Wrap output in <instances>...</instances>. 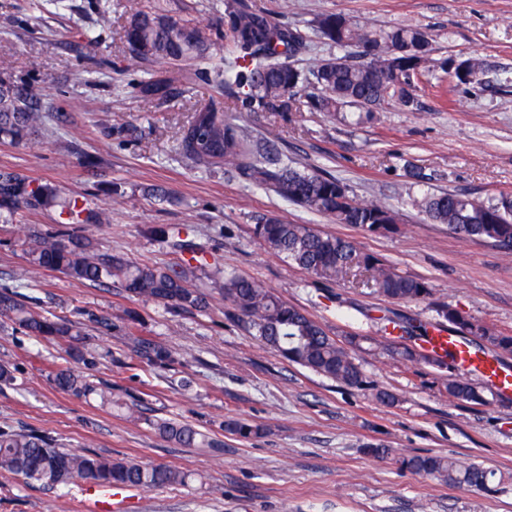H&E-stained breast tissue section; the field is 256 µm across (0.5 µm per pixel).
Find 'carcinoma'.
I'll return each instance as SVG.
<instances>
[{"mask_svg": "<svg viewBox=\"0 0 512 512\" xmlns=\"http://www.w3.org/2000/svg\"><path fill=\"white\" fill-rule=\"evenodd\" d=\"M313 26L326 43L340 49L354 47L356 52L325 59L304 70L295 64L306 49V38L300 31L286 26L251 0H225L224 56L196 77L224 95V102L249 112H290L300 99L310 112L334 115L354 108L369 117L391 100L414 109L416 85L426 72L439 82L450 78L455 88H474L484 83L485 65L476 57L432 62V39L419 28L381 30L339 13L321 14ZM124 41L129 65L161 63L158 68L144 71L134 83L137 97L146 104H155L167 100L174 84L181 81L178 63L205 56L211 29L197 21L174 18L148 0L125 26ZM43 119L38 87L0 78L1 140L21 142L43 124ZM177 153L199 168L234 169L246 181L262 185L308 211L329 216L337 224H349L374 235L398 230V211L357 199L341 180L282 158L270 144L252 139L246 127L226 119L220 101L213 97L195 109L182 128ZM55 197L56 190L49 186L16 173L0 174V222L11 224L21 213L38 210ZM414 203L432 223L448 225L455 235L512 247V198L477 202L462 194L441 192L427 194ZM59 216L57 229L33 231L25 240L34 268L60 271L93 284L116 280L132 298L152 299L175 308L206 307L204 295L186 286L189 266L203 262L192 244H178L190 255L185 268L163 272L88 250L85 237L72 230V225L87 224L93 219V215L84 214L78 198L64 199ZM253 235L261 245L321 279L363 276V284L396 301H423L431 295L425 279L401 274L377 256L362 251L355 242L321 233L307 224H288L266 215L254 225ZM221 295L232 307L233 317L284 358L344 386L375 390L344 344L330 337L318 321L258 282L226 277ZM434 312L436 326L451 325L465 338L512 352L511 333L497 331L447 303L437 305ZM0 313L15 314L19 325L31 336L63 342L76 337L71 323L52 320L33 310L8 288L0 290ZM130 340L148 365L166 368L173 362L165 348L135 336ZM404 354L414 362L447 371L445 389L449 399L488 404L485 387L456 372L453 353L430 357L406 347ZM52 380L57 388L78 396L96 391L70 367L58 369ZM98 395L108 398L105 390ZM156 428L164 437L184 446L197 442L198 432L188 424L161 420ZM226 430L243 440L260 432L259 427L240 420L227 423ZM400 463L405 469L459 488L489 490L497 481L491 470L446 456L412 455L400 459ZM0 479L36 481L51 487L79 483L93 488L152 489L185 485L189 474L163 465L60 450L37 430L0 429Z\"/></svg>", "mask_w": 512, "mask_h": 512, "instance_id": "1", "label": "carcinoma"}]
</instances>
